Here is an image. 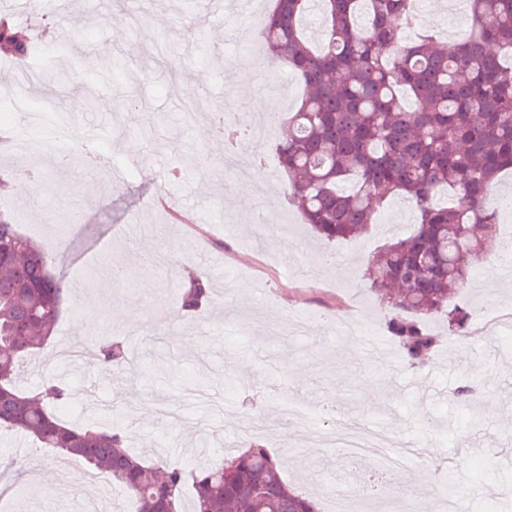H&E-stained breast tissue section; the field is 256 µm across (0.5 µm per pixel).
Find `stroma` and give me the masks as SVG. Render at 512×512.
<instances>
[{"label":"stroma","instance_id":"1","mask_svg":"<svg viewBox=\"0 0 512 512\" xmlns=\"http://www.w3.org/2000/svg\"><path fill=\"white\" fill-rule=\"evenodd\" d=\"M258 13H244L226 0L223 20L213 19L205 0H71L70 13L37 24L26 0H0L26 34L47 44L70 32L69 53L38 67L50 85L24 79L19 65L0 54V98L24 102L18 120L30 119L36 101L56 93L75 137L97 123L102 165L73 163L55 169L51 154L36 157L40 195L6 193L0 206L15 210L21 230L52 256L66 277V308L46 352L35 353L20 370L18 384L35 389L53 376L62 341L125 340L134 352L130 366L109 372L96 362L69 368L71 398L64 410L73 421L118 425L132 450L146 460L167 459L198 467L235 456L253 442L267 445L279 473L303 495L326 500L346 474L363 464L338 448H324L313 430L334 403L337 418L385 432L396 445L418 448L410 469L393 484L421 480V494L437 490L447 474L456 477L461 512H488L478 489L512 475V331L490 335L470 322L454 349L440 347L419 371L405 363L377 366L368 351L371 336H344L333 321L348 315L384 331L387 309L365 290L372 256L392 239L410 234L415 216L400 199L380 208L366 234L322 241L287 202L286 177L276 146L280 130L265 131L259 146L245 144L241 159L260 149L261 183L252 198L212 146L207 113L186 121L188 103L211 108L247 104L259 83L285 90L286 108L303 91L286 68L257 70L256 83L239 87L242 65L263 57ZM417 32L457 39L468 23L466 9L449 0H418ZM122 17V30L109 19ZM101 55V67L88 65ZM197 164L180 179L168 170L181 158ZM124 163L127 177L114 178L110 165ZM165 253L168 261L143 265L142 251ZM134 269L113 280V266ZM207 274L212 302L185 313L180 296L194 272ZM154 301L145 304L143 287ZM112 297L93 306L99 291ZM458 303L480 314L489 303L512 310V271L485 252ZM126 308L139 328L116 322ZM167 309V331L155 340V313ZM480 379L470 403L455 397L458 386ZM311 408L310 424L283 433L280 409ZM260 412L266 433L250 434L248 418ZM66 469L68 487L41 496L38 481ZM27 473L24 492L5 491L12 512H86L94 475L81 459L37 448L28 435L0 434V471Z\"/></svg>","mask_w":512,"mask_h":512}]
</instances>
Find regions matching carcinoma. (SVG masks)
I'll list each match as a JSON object with an SVG mask.
<instances>
[{
	"label": "carcinoma",
	"mask_w": 512,
	"mask_h": 512,
	"mask_svg": "<svg viewBox=\"0 0 512 512\" xmlns=\"http://www.w3.org/2000/svg\"><path fill=\"white\" fill-rule=\"evenodd\" d=\"M413 0H275L262 41L285 62L304 92L283 121L278 143L287 199L327 240L368 231L377 207L394 196L412 203L416 224L375 253L367 290L386 305L387 329L411 368L440 346L425 319L444 317L460 336L471 314L454 303L483 253L502 248L492 203L499 174L512 169V0H468L470 24L448 45L433 35L393 48L411 20ZM320 14V47L308 41L306 13ZM27 59L32 43L0 14V48ZM451 197L442 204L438 196ZM0 431L40 444L107 474L135 502V512H319L283 480L263 444L195 470L178 462L148 464L130 452L120 426L61 420L70 398L53 378L23 391L24 358L47 345L62 313L65 283L16 217L0 211ZM211 301L209 279L192 281L181 304L196 313ZM107 371L123 367L128 347L96 343Z\"/></svg>",
	"instance_id": "obj_1"
}]
</instances>
